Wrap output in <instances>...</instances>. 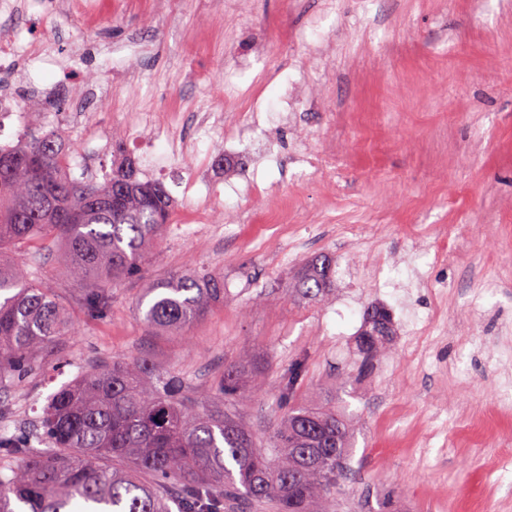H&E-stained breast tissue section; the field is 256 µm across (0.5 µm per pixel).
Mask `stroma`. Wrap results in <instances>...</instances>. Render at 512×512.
I'll list each match as a JSON object with an SVG mask.
<instances>
[{
    "label": "stroma",
    "instance_id": "35a3bbf8",
    "mask_svg": "<svg viewBox=\"0 0 512 512\" xmlns=\"http://www.w3.org/2000/svg\"><path fill=\"white\" fill-rule=\"evenodd\" d=\"M80 5L0 10L16 46L0 87L21 106L0 136L67 111L81 88L64 75L80 68L100 102L96 126L61 128L77 145L72 175L128 158L162 181L174 208L148 276L211 272L224 299L162 333L129 279L95 320L49 258L38 277L75 333L50 349L51 369L16 381L19 420L105 359L148 356L206 399L250 353L263 372L240 416L263 435L299 362V393L351 420L342 512H512V0H104L91 19ZM254 108L270 124L234 143L195 124ZM147 112L177 113L187 151L146 126L132 136ZM301 150L335 153V180L305 170ZM206 199L213 223L193 222ZM324 254L333 290L302 299L294 281ZM374 304L395 331L363 376L356 344Z\"/></svg>",
    "mask_w": 512,
    "mask_h": 512
}]
</instances>
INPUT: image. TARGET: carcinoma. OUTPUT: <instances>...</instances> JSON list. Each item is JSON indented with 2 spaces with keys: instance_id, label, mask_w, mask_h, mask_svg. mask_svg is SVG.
Instances as JSON below:
<instances>
[{
  "instance_id": "obj_1",
  "label": "carcinoma",
  "mask_w": 512,
  "mask_h": 512,
  "mask_svg": "<svg viewBox=\"0 0 512 512\" xmlns=\"http://www.w3.org/2000/svg\"><path fill=\"white\" fill-rule=\"evenodd\" d=\"M75 147L55 130L26 131L0 148V386L48 361L42 352L66 335L68 320L53 290L37 277L53 246L82 289L84 309L100 318L112 283L145 281L144 317L155 330L184 332L224 298V280L192 270L146 278L143 262L161 240L173 201L130 163L112 176L75 179ZM128 183L122 209L112 194ZM29 251V266L4 258ZM333 260L321 256L299 277L302 295L328 296ZM366 315L358 371H370L389 339ZM258 376L252 357L230 365L207 401L189 396L179 372H158L145 358L114 359L80 370L51 393L34 420L0 430V512H335L351 456L349 425L299 397L301 366L288 370L287 411L260 441L240 419L242 384ZM44 444L36 448L33 442Z\"/></svg>"
}]
</instances>
